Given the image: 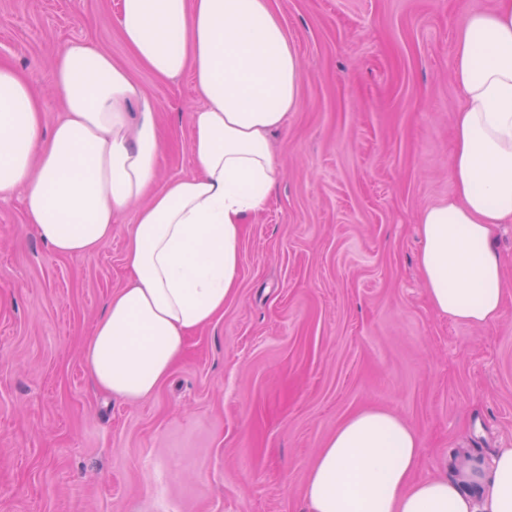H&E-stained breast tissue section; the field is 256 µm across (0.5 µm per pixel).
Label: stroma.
Masks as SVG:
<instances>
[{"label":"stroma","mask_w":512,"mask_h":512,"mask_svg":"<svg viewBox=\"0 0 512 512\" xmlns=\"http://www.w3.org/2000/svg\"><path fill=\"white\" fill-rule=\"evenodd\" d=\"M296 48L304 104L269 137L281 179L244 227L237 295L189 338L150 398L99 390L85 345L127 284L138 207L81 256L56 253L0 202V512H292L317 450L383 408L423 444L417 472L455 474L512 446V224L507 295L469 326L430 305L418 213L448 199L465 13L495 0H270ZM120 0H0V62L34 88L75 41L111 54L155 103L154 190L194 174L190 74L160 79L118 27Z\"/></svg>","instance_id":"35a3bbf8"}]
</instances>
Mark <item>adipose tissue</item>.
Listing matches in <instances>:
<instances>
[{
  "label": "adipose tissue",
  "instance_id": "obj_1",
  "mask_svg": "<svg viewBox=\"0 0 512 512\" xmlns=\"http://www.w3.org/2000/svg\"><path fill=\"white\" fill-rule=\"evenodd\" d=\"M118 25L155 76L191 73L203 99L192 115L194 174L150 193L155 106L110 55L79 41L53 69L65 115L47 139L40 99L0 65V200L21 195L26 224L66 256L94 252L141 201L125 252L130 282L110 297L85 351L102 389L139 400L235 297L244 226L280 181L268 136L302 106L303 79L269 0H122ZM453 79L454 192L418 216V267L436 312L485 326L505 299L496 230L512 223V0L467 14ZM421 448L389 410L350 415L317 453L301 512H512V448L456 477L419 479Z\"/></svg>",
  "mask_w": 512,
  "mask_h": 512
}]
</instances>
